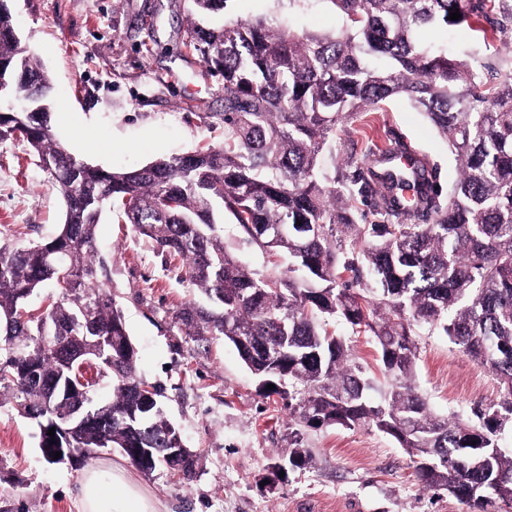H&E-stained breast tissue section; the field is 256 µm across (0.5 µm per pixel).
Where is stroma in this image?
<instances>
[{"label": "stroma", "mask_w": 512, "mask_h": 512, "mask_svg": "<svg viewBox=\"0 0 512 512\" xmlns=\"http://www.w3.org/2000/svg\"><path fill=\"white\" fill-rule=\"evenodd\" d=\"M184 0H8L17 34L52 85V133L72 155L125 170L198 145L224 143V98L200 59L186 53ZM230 15L288 22L296 31L335 34L344 26L331 0H231ZM495 37L483 40L481 28ZM419 38L474 60L484 80L512 72V0L492 17L423 29ZM407 139L437 165L443 187L457 162L435 127L407 100L344 123L320 164L325 176L344 159L365 160L388 134ZM64 201L19 140L0 141V240L26 245L53 237ZM109 287L137 351V375L162 388L185 447L199 458L191 480L167 469L132 475L167 512H466L448 492L424 490L406 449L376 429L296 427L287 397L268 393L235 348L197 350L175 320L201 301L181 270L131 225L104 216L96 230ZM414 383L437 414L476 423L497 403L496 375L441 332L420 329ZM308 451L301 468L292 448ZM287 467L284 477L276 465ZM84 465L47 463L38 430L15 400L0 402V512H80Z\"/></svg>", "instance_id": "stroma-1"}]
</instances>
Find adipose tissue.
<instances>
[{
    "instance_id": "ef3b65f1",
    "label": "adipose tissue",
    "mask_w": 512,
    "mask_h": 512,
    "mask_svg": "<svg viewBox=\"0 0 512 512\" xmlns=\"http://www.w3.org/2000/svg\"><path fill=\"white\" fill-rule=\"evenodd\" d=\"M80 494L83 512H160L161 504L148 495L129 470L120 464L104 472L88 468Z\"/></svg>"
}]
</instances>
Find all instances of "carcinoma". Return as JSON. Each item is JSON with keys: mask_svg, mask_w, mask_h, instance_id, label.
<instances>
[{"mask_svg": "<svg viewBox=\"0 0 512 512\" xmlns=\"http://www.w3.org/2000/svg\"><path fill=\"white\" fill-rule=\"evenodd\" d=\"M183 45L197 54L224 96V145L114 171L84 162L54 139L51 102L24 98L29 83L50 87L44 67L0 7V67L7 95L0 140L20 136L60 191L64 221L48 241L0 242V398L16 399L32 422L62 418L82 400L89 415L70 437L82 451L107 440L129 462L131 448H167L176 432L163 393L136 373L123 312L104 277L95 229L112 210L165 256L214 306L181 308L177 323L197 348L209 337L235 347L279 393L298 425L375 428L417 458V480L446 490L469 512L512 505V455L497 451L512 423V74L489 86L470 63L418 39L427 27L460 25L495 0H330L345 20L335 35L282 23H201L230 0H188ZM458 11L461 18L450 19ZM404 97L448 141L460 166L446 195L430 194L437 166L408 155L394 136L354 174L328 180L319 154L336 127ZM368 203L352 204L355 196ZM246 240L287 265L261 273L224 248V213ZM301 221L305 229L278 232ZM372 281L384 312L371 307ZM47 306L26 300L44 284ZM339 317L375 338L386 396L346 340L328 331ZM438 329L491 369L500 400L464 425L434 414L413 384L414 327ZM93 360L112 381L95 402L71 385ZM190 480L196 459H155Z\"/></svg>", "mask_w": 512, "mask_h": 512, "instance_id": "cac0c4a2", "label": "carcinoma"}]
</instances>
